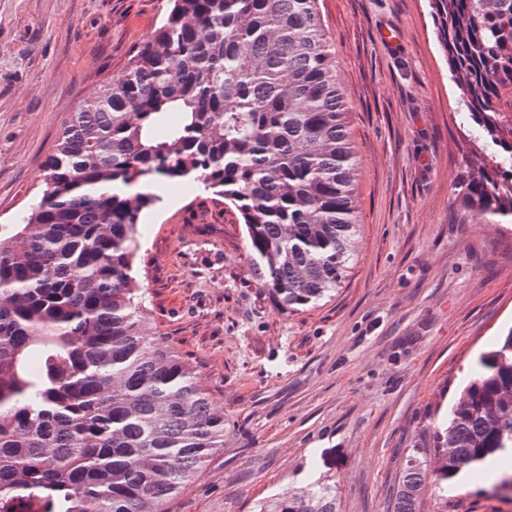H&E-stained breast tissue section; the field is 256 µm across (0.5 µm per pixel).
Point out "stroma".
Masks as SVG:
<instances>
[{"label":"stroma","instance_id":"1","mask_svg":"<svg viewBox=\"0 0 512 512\" xmlns=\"http://www.w3.org/2000/svg\"><path fill=\"white\" fill-rule=\"evenodd\" d=\"M351 106L356 260L333 297L280 308L245 226L194 183L146 214L134 276L157 341L224 414V446L169 512H253L328 477L337 512H391L401 465L480 351L512 326V224H469L455 184L485 161L429 0H318ZM169 0H0V226L35 203L63 121L123 77ZM393 28L396 43L381 33ZM448 512H512L461 477Z\"/></svg>","mask_w":512,"mask_h":512}]
</instances>
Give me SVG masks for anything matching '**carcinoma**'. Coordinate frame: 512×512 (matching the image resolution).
Returning a JSON list of instances; mask_svg holds the SVG:
<instances>
[{"instance_id": "carcinoma-1", "label": "carcinoma", "mask_w": 512, "mask_h": 512, "mask_svg": "<svg viewBox=\"0 0 512 512\" xmlns=\"http://www.w3.org/2000/svg\"><path fill=\"white\" fill-rule=\"evenodd\" d=\"M167 18L70 113L39 200L0 228V512H168L224 447V413L155 341L131 275L164 183L224 197L249 272L297 311L356 256L358 160L317 0H171ZM474 124L498 147L458 179L465 218L512 224V0H430ZM179 121L169 123V116ZM512 457V326L481 352L446 423L406 455L392 512H421ZM254 512H337L319 478Z\"/></svg>"}]
</instances>
